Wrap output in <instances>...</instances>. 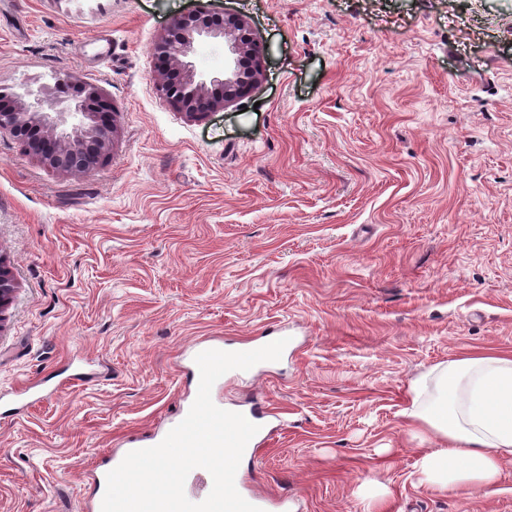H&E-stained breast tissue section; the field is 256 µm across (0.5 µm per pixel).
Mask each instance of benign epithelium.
Returning <instances> with one entry per match:
<instances>
[{"label":"benign epithelium","mask_w":512,"mask_h":512,"mask_svg":"<svg viewBox=\"0 0 512 512\" xmlns=\"http://www.w3.org/2000/svg\"><path fill=\"white\" fill-rule=\"evenodd\" d=\"M205 40L231 43L242 64L222 74L221 91L211 95L196 82L194 70L183 57ZM160 65L152 80L160 95L190 119H199L247 97L263 79L264 48L242 18L211 19L194 13L175 19L155 47ZM56 87L66 94L54 97L52 89L28 91L20 98L0 84V129L9 130L25 150L53 169L88 173L102 161L112 141V105L96 86L69 76L58 78ZM17 290L10 265L0 258V330Z\"/></svg>","instance_id":"7a95c632"}]
</instances>
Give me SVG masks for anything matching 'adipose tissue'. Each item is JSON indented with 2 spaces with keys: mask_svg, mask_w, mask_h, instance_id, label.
Listing matches in <instances>:
<instances>
[{
  "mask_svg": "<svg viewBox=\"0 0 512 512\" xmlns=\"http://www.w3.org/2000/svg\"><path fill=\"white\" fill-rule=\"evenodd\" d=\"M401 414L414 433L442 441L417 462L420 486H496L512 458V351H477L431 366L409 384Z\"/></svg>",
  "mask_w": 512,
  "mask_h": 512,
  "instance_id": "ef3b65f1",
  "label": "adipose tissue"
}]
</instances>
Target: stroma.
<instances>
[{"label": "stroma", "instance_id": "1", "mask_svg": "<svg viewBox=\"0 0 512 512\" xmlns=\"http://www.w3.org/2000/svg\"><path fill=\"white\" fill-rule=\"evenodd\" d=\"M248 21L260 86L190 120L151 80L173 18ZM191 61L210 92L224 43ZM71 74L114 111L91 172L47 166L0 131V255L18 291L0 389L48 397L0 413V512H81L114 445L172 419L180 352L304 337L276 372L227 381L281 427L239 468L300 512H512L498 485L432 493L401 415L412 379L512 350V0H0V79ZM357 495L367 503L369 512H383L391 493L386 486L376 480H367L357 487Z\"/></svg>", "mask_w": 512, "mask_h": 512}]
</instances>
